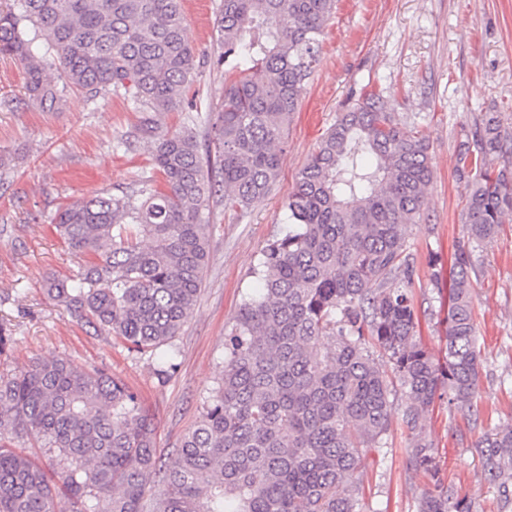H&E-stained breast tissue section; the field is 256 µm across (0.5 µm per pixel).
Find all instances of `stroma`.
Here are the masks:
<instances>
[{
  "label": "stroma",
  "mask_w": 512,
  "mask_h": 512,
  "mask_svg": "<svg viewBox=\"0 0 512 512\" xmlns=\"http://www.w3.org/2000/svg\"><path fill=\"white\" fill-rule=\"evenodd\" d=\"M219 0H183L186 34L202 65L187 102L215 107L224 90L214 28ZM414 124L429 146L433 178L423 215L411 230V290L423 343L440 354L448 327V288L433 271L448 267L463 236L468 187L456 172L457 152L477 117L502 115L512 129V0H336L321 61L289 125L275 188L238 215L212 209L209 259L196 306L179 331L177 368L159 378L149 354L73 320L44 292L46 277L75 275L76 259L52 232L58 209L100 190L133 186L154 172L142 115L123 97L94 99L66 92L58 109L32 104L24 75L0 59V320L12 340L0 374L62 357L104 370L138 394L156 426L157 454L170 461L196 424L202 403L224 371V338L254 286L251 272L275 234L288 224L286 202L299 171L336 115L368 88ZM474 316L484 359L479 420L449 410L439 390L424 421L435 474L415 470L404 422L408 397L392 399L385 445L372 449L361 475V512H417L431 476L472 499L478 512H512L487 482L472 443L478 429L512 423V217L476 255Z\"/></svg>",
  "instance_id": "1"
}]
</instances>
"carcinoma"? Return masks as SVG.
<instances>
[{"label": "carcinoma", "mask_w": 512, "mask_h": 512, "mask_svg": "<svg viewBox=\"0 0 512 512\" xmlns=\"http://www.w3.org/2000/svg\"><path fill=\"white\" fill-rule=\"evenodd\" d=\"M336 0H220L224 94L191 128L139 131L154 142L162 183L145 176L120 195L102 191L52 224L79 260L46 281L78 321L176 368L173 344L192 313L209 256L210 202L245 213L278 180L283 143L319 62ZM45 37L51 59L34 43ZM0 56L25 74L45 110L69 89L120 95L140 112L183 107L198 78L181 0H7ZM59 73L62 86L47 75ZM469 193L464 238L449 271L443 359L422 343L407 250L433 177L416 128L366 91L339 113L288 197V228L261 250L254 293L224 338V375L176 457L159 461L154 427L120 379L67 358L0 378V512H359L360 473L384 445L391 396L409 397L405 423L416 469L435 475L422 421L437 391L478 416L473 252L512 214V132L486 112L457 153ZM152 241L149 248L143 239ZM32 441L55 463L12 447ZM486 478L512 501V426L478 434ZM161 486L149 496L152 483ZM418 512H476L435 479Z\"/></svg>", "instance_id": "carcinoma-1"}]
</instances>
